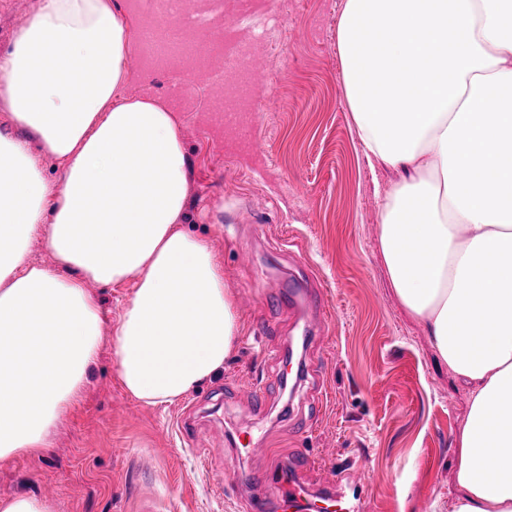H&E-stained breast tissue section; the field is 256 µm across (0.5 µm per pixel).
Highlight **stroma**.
Segmentation results:
<instances>
[{"instance_id": "35a3bbf8", "label": "stroma", "mask_w": 512, "mask_h": 512, "mask_svg": "<svg viewBox=\"0 0 512 512\" xmlns=\"http://www.w3.org/2000/svg\"><path fill=\"white\" fill-rule=\"evenodd\" d=\"M345 0H288L266 23L274 40L258 58L261 104L251 124L222 127L212 91L178 106L188 164L187 232L210 240L239 308L241 337L223 370L169 404H135L111 336L133 283L91 284L103 325L98 360L80 403L51 446L0 465V500L49 497L54 512H245L249 486L234 473L289 468L300 450L305 486L366 462L364 512H450L455 442L469 389L442 363L423 324L399 303L379 245L377 189L398 178L369 166L342 87L336 28ZM159 102L178 75L128 57ZM253 261L241 266L238 255ZM321 297L313 317L285 303L292 284ZM268 401L255 410L252 383ZM194 427L180 437L178 422ZM272 448L241 457L237 432Z\"/></svg>"}]
</instances>
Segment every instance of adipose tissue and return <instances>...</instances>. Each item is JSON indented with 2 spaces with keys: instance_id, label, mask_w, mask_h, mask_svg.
<instances>
[{
  "instance_id": "ef3b65f1",
  "label": "adipose tissue",
  "mask_w": 512,
  "mask_h": 512,
  "mask_svg": "<svg viewBox=\"0 0 512 512\" xmlns=\"http://www.w3.org/2000/svg\"><path fill=\"white\" fill-rule=\"evenodd\" d=\"M131 41L112 0H44L0 60V462L47 449L88 383V282H136L111 343L146 404L215 376L239 338L210 241L183 228L178 119L124 92ZM337 41L363 153L398 174L379 202L390 286L470 389L451 512H512V0H345ZM44 224L51 267L28 258Z\"/></svg>"
}]
</instances>
